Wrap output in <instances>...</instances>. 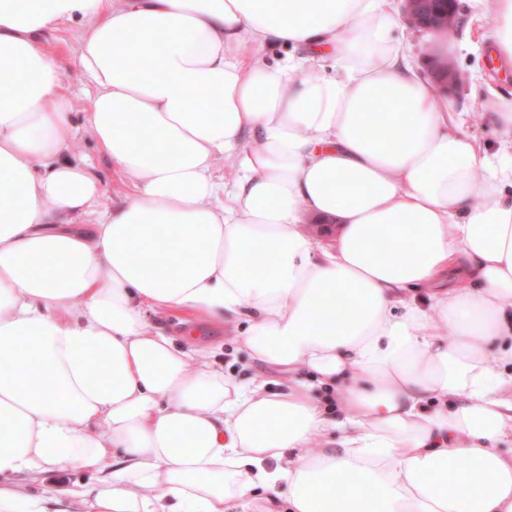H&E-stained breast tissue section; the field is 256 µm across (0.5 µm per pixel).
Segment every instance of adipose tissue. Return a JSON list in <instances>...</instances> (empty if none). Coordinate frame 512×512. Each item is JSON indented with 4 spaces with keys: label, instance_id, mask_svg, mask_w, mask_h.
Masks as SVG:
<instances>
[{
    "label": "adipose tissue",
    "instance_id": "ef3b65f1",
    "mask_svg": "<svg viewBox=\"0 0 512 512\" xmlns=\"http://www.w3.org/2000/svg\"><path fill=\"white\" fill-rule=\"evenodd\" d=\"M473 2L512 60V0ZM76 20L78 121L43 42ZM403 22L396 0H0V512H325L340 487L338 512H512V100L487 152ZM82 132L120 207L68 160ZM150 310L243 323L291 385L238 382ZM239 52L247 58L259 57L269 65L285 64L288 60V49L282 47H267L257 51L252 44L246 42L241 45ZM73 153L86 157L104 182L105 193L99 202V209L111 208L128 199L127 179L112 167L111 160L98 148L93 139L84 133L79 135L74 142ZM58 478H63L65 483L75 481L89 482L93 478V475L83 472H72L64 475L46 474L39 476L36 480L28 476H21L19 482L30 492L50 494L57 485L56 480H58Z\"/></svg>",
    "mask_w": 512,
    "mask_h": 512
}]
</instances>
